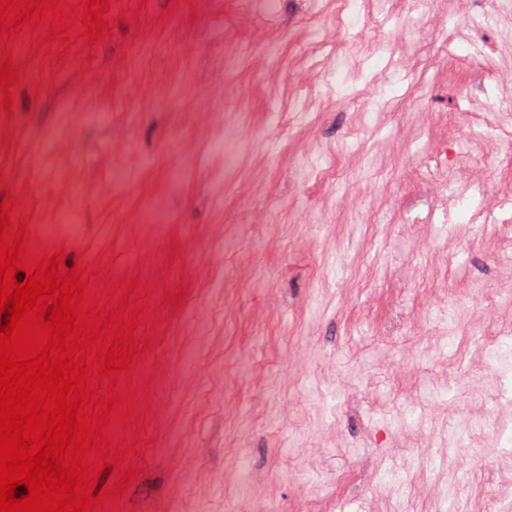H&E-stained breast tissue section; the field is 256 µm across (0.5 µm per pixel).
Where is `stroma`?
<instances>
[{"label": "stroma", "mask_w": 512, "mask_h": 512, "mask_svg": "<svg viewBox=\"0 0 512 512\" xmlns=\"http://www.w3.org/2000/svg\"><path fill=\"white\" fill-rule=\"evenodd\" d=\"M270 2L116 0L69 52L35 54L29 28L14 43L0 198L33 211L34 249L65 248L143 304L129 390L144 427L122 426L136 477L110 512H507L512 238L445 210L437 174L479 155L462 190L490 202L512 185L490 80L512 65V16L470 0L497 18L461 33L448 7L341 21L330 0ZM425 23L419 66L365 107ZM306 94L323 106L300 113ZM474 280L488 290L470 301ZM455 428L481 450L464 475Z\"/></svg>", "instance_id": "stroma-1"}]
</instances>
